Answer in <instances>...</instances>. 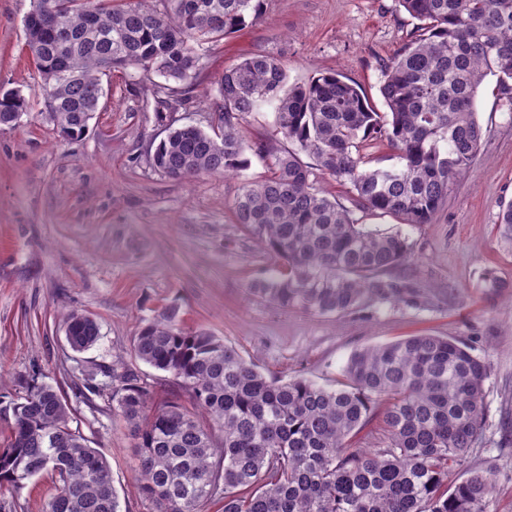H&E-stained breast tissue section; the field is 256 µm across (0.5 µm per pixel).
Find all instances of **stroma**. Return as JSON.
Listing matches in <instances>:
<instances>
[{
    "instance_id": "obj_1",
    "label": "stroma",
    "mask_w": 512,
    "mask_h": 512,
    "mask_svg": "<svg viewBox=\"0 0 512 512\" xmlns=\"http://www.w3.org/2000/svg\"><path fill=\"white\" fill-rule=\"evenodd\" d=\"M32 0H0V89L37 92L25 45ZM398 0H267L263 18L212 51L191 98L171 110L175 125L208 128L216 81L243 55L270 52L290 81L336 70L377 95L381 71L416 31ZM88 132L59 136L33 105L19 124L0 126V394L20 392L35 373L60 386L80 427L112 468L121 512H154L142 494L134 441L112 401L86 406L71 376L112 382L117 362L135 364L157 401L180 396L170 374L136 362L142 319L175 305L186 329H206L276 376L324 385L341 379L349 356L418 332L467 344L488 367L486 421L466 468L502 469L493 512H512V241L498 215L512 202V109L495 78L478 91L481 151L459 175L431 223L408 229L411 257L388 277L402 297L373 299L347 314L320 315L270 305L249 290L274 261L233 220L244 181L268 170L172 180L150 157L166 132L154 112L153 80L125 71L103 80ZM503 280L489 287L486 276ZM94 317L100 341L73 352L63 318ZM55 480L42 474L20 494L0 492V512H42Z\"/></svg>"
}]
</instances>
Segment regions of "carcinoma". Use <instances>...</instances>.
<instances>
[{"label": "carcinoma", "mask_w": 512, "mask_h": 512, "mask_svg": "<svg viewBox=\"0 0 512 512\" xmlns=\"http://www.w3.org/2000/svg\"><path fill=\"white\" fill-rule=\"evenodd\" d=\"M163 2L33 0L38 14L65 5L57 19L69 41L64 54L51 36L26 32L43 44L31 58L61 136L88 131L112 71L159 77L156 104L180 101L212 47L258 22L265 0ZM398 2L420 27L382 70L386 111L340 73L291 83L280 59L254 53L218 78L210 130L170 123L151 156L174 180L243 170L248 152L266 162L270 174L244 182L232 212L277 263L251 292L280 308L344 314L400 295L385 275L410 257L405 229L431 222L480 152L479 87L494 77L512 103V0ZM29 108L21 92H1L0 125ZM264 109L273 112L270 133L250 143L241 125ZM370 141L386 142L396 162L368 166L362 147ZM302 152L349 187L356 210L316 186ZM357 210L394 218L398 229L369 228ZM65 335L75 352L101 338L97 321L77 312L65 318ZM133 352L174 377L194 405L175 398L155 406L136 370H112L113 412L135 440L138 480L155 512H204L217 495L222 512H489L494 501V463L448 485L486 417L487 366L457 340L423 334L358 349L333 387L264 375L224 340L185 330L172 305L144 320ZM380 407L383 446L358 447L354 437ZM0 412L13 419L0 445V491L49 473L56 493L43 512H121L111 468L71 428L60 388L35 373L8 404L0 400Z\"/></svg>", "instance_id": "cac0c4a2"}]
</instances>
